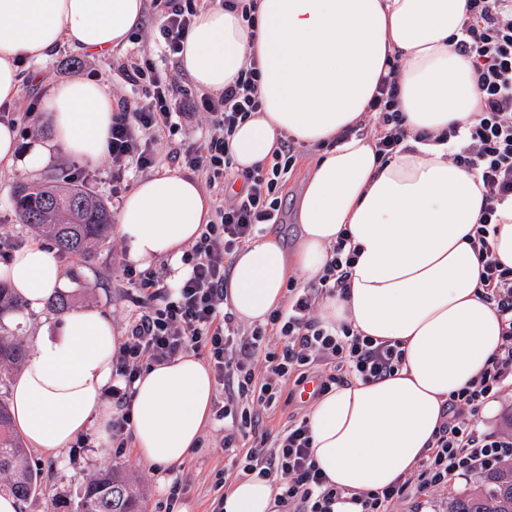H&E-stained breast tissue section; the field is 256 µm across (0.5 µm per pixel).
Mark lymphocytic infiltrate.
Instances as JSON below:
<instances>
[{"mask_svg":"<svg viewBox=\"0 0 512 512\" xmlns=\"http://www.w3.org/2000/svg\"><path fill=\"white\" fill-rule=\"evenodd\" d=\"M150 13L154 39L172 66L158 68L146 52L131 63L125 78L143 85L145 94L135 103L118 99L108 154L116 171L130 166L146 171L155 164L156 134L175 136L170 159L204 179L216 196L215 219L183 252L189 275L177 284L157 272L123 268L121 286L135 292L137 311L114 363L112 445L123 449L129 444L133 385L142 372L182 353L201 352L224 388L215 417L227 424L224 452L232 466L270 480L279 490L282 512H333L344 491L328 485L314 462L308 418L291 416L274 436L265 419L287 385L298 387L315 378L323 395L356 379L381 380L399 370L404 350L400 342L377 343L348 325L326 329L316 316L323 298L347 291L356 253L349 249L345 231L332 244L318 280L289 282L287 307L273 310L252 331H242L224 301L234 256L256 234L279 223L282 187L299 158L298 149L293 140L280 139L268 163L235 172L230 140L237 125L259 110L257 60H250L222 93H188L180 84L179 61L198 0H150ZM455 48L471 62L482 108L462 133L466 145L448 157L476 171L484 187L482 214L469 240L481 266L480 296L503 317V342L478 380L450 394L446 419L419 469L361 494L362 512H394L399 503L447 489L453 480L485 474L512 458V436L483 428L480 419L484 402L500 398L512 386V270L493 259L488 241L499 206L512 201V0H467ZM389 68L364 124L384 164L408 137L396 80L401 65L394 60ZM196 117L204 122L206 135L180 139L184 123ZM274 340L281 342V350L271 349ZM240 437L248 440L247 450H238Z\"/></svg>","mask_w":512,"mask_h":512,"instance_id":"f902f5d3","label":"lymphocytic infiltrate"}]
</instances>
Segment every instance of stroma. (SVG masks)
Listing matches in <instances>:
<instances>
[{"mask_svg":"<svg viewBox=\"0 0 512 512\" xmlns=\"http://www.w3.org/2000/svg\"><path fill=\"white\" fill-rule=\"evenodd\" d=\"M138 50V44L132 40L126 46L114 49L108 57L99 58L64 44L43 61L24 62L21 66L22 94L12 114L20 150H27L34 142L50 140L51 129L40 105L56 85L99 77L111 95L141 97V87L126 83L120 72L121 65L130 64ZM59 171L102 199L113 212L118 210L120 203L112 194L113 186H120L126 192L143 177L142 172L133 169L121 180H114L112 165L105 157L96 163L84 164L59 155L36 172L16 162L1 164L0 261L22 246L42 240L38 232L18 223L11 205L13 187L43 181ZM125 250L123 241L115 234L96 249L90 260L67 255L59 258L66 282L64 292L70 297L71 309L91 305L104 309L120 336L125 335L128 320L136 310L132 298L119 287ZM30 457L32 464L41 471L42 485L39 493L23 504L22 512H60L61 502H76L88 478L106 467L120 469L136 481L144 493L143 512H165V489L175 479L182 486L176 505L178 512H212L224 492V483L240 477L224 454V424L214 419L205 426L196 448L170 472L147 465L132 447L106 454L91 447L82 452L75 465L71 464L65 450L47 454L34 449Z\"/></svg>","mask_w":512,"mask_h":512,"instance_id":"stroma-1","label":"stroma"}]
</instances>
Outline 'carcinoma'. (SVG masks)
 I'll return each instance as SVG.
<instances>
[{"label":"carcinoma","mask_w":512,"mask_h":512,"mask_svg":"<svg viewBox=\"0 0 512 512\" xmlns=\"http://www.w3.org/2000/svg\"><path fill=\"white\" fill-rule=\"evenodd\" d=\"M18 222L54 240L65 255L87 259L107 242L112 233V214L83 186L64 181L56 174L45 183L20 184L12 191ZM23 308L11 289L0 285V319ZM0 325V368L21 364L26 350L13 336H3ZM41 484V472L30 466L27 449L13 430L9 405L0 400V491L21 502L33 497ZM68 512H142L141 495L118 471L96 473L82 497ZM446 512H512V462L483 476L478 488L448 499Z\"/></svg>","instance_id":"carcinoma-1"}]
</instances>
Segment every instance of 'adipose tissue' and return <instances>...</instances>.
<instances>
[{
  "instance_id": "1",
  "label": "adipose tissue",
  "mask_w": 512,
  "mask_h": 512,
  "mask_svg": "<svg viewBox=\"0 0 512 512\" xmlns=\"http://www.w3.org/2000/svg\"><path fill=\"white\" fill-rule=\"evenodd\" d=\"M144 0H0V105L21 97L20 64L69 44L103 57L140 26ZM466 0H260L255 28L221 7L197 14L180 56L198 87L219 93L250 59L262 71V110L232 139L236 170L269 161L280 138L325 149L298 205L299 239L286 251L261 233L240 249L228 282L236 317L262 323L282 306L289 278H317L328 249L348 231L359 256L348 292L324 298L325 327L401 341L405 360L384 380L337 388L309 416L316 465L328 482L353 493L377 490L414 472L431 448L451 392L467 387L502 343V318L480 299L481 267L467 239L479 222L483 185L453 164L450 144L410 142L380 163L357 132L387 59L397 57L400 105L410 134L465 128L481 109L467 57L454 49ZM50 142L24 161L42 169L56 153L96 162L107 151L113 102L106 85L79 79L57 86L43 105ZM210 201L198 182L161 169L140 180L119 206L117 232L140 268L180 258L208 223ZM0 278L28 311H40L64 285L52 250L30 244L0 262ZM119 338L101 308L68 314L39 335L10 390L14 424L30 447L67 448L95 429L99 451L111 443L112 408L103 391ZM134 446L153 466L182 462L210 418L214 382L203 361L183 354L136 381ZM276 490L249 476L224 495V512H277Z\"/></svg>"
}]
</instances>
